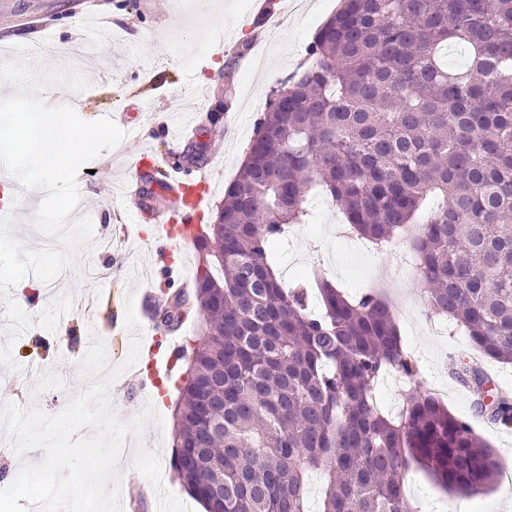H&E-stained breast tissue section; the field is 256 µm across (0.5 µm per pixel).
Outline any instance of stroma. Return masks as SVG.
<instances>
[{"label": "stroma", "mask_w": 512, "mask_h": 512, "mask_svg": "<svg viewBox=\"0 0 512 512\" xmlns=\"http://www.w3.org/2000/svg\"><path fill=\"white\" fill-rule=\"evenodd\" d=\"M280 18L269 29L255 0H0V61L25 59L45 65L78 69L88 82L79 92L86 121L104 112L127 133L111 151V167L88 174L80 170V194L103 198L108 185L122 182L141 188L143 179L133 166L141 148L166 160L165 173L193 174L190 164L174 166L173 155L184 154L189 139L174 142L173 134L196 116L208 126L209 114L223 105L228 128L207 137V170L221 171L231 183L244 159L267 102L271 86L284 80L308 60V48L322 24L339 7V0H270ZM150 122H142L143 111ZM140 137H131V128ZM122 195L112 197V210L94 220V234L106 235L111 250L96 246L78 250L75 264L44 289L40 298L22 302L30 321L27 332L11 334L7 298L0 295V337L8 353L0 357V407L13 404L37 408L46 415L61 413L90 384L82 360L94 341H101L113 366L126 362L131 334L124 326L126 307L142 311L148 300L132 276L134 269L154 266L152 288H181L180 264L173 248L157 256L137 250L135 232H149L156 215L127 221ZM313 220L294 232L289 242L273 244L272 255L286 283L303 280L313 266H321L336 287L348 294L373 287L378 269L403 264L404 246L391 252L357 254L354 240L337 232L344 217L328 199L316 197ZM112 269V283L99 309L76 307L67 320L57 311L67 296H83L97 285L88 278V264ZM418 275L387 285L395 301L404 345L418 362L419 374L446 388V404L468 421L498 455L503 469L512 470V427L491 423L481 414L470 378L457 360L470 346L463 331L442 328L433 318ZM182 375L173 370L172 387L155 397L152 387L122 372L109 388L112 411L122 422L132 421L146 405H153L162 423H148L138 447L124 449L117 473L120 498L127 512H203L202 505L176 479L172 469L171 435L175 386ZM406 493L423 512H446L453 494L423 471H412Z\"/></svg>", "instance_id": "obj_1"}]
</instances>
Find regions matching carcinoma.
Masks as SVG:
<instances>
[{"label":"carcinoma","instance_id":"carcinoma-1","mask_svg":"<svg viewBox=\"0 0 512 512\" xmlns=\"http://www.w3.org/2000/svg\"><path fill=\"white\" fill-rule=\"evenodd\" d=\"M309 59L260 120L224 223L197 235L195 302L156 313L166 332L203 315L178 356L174 471L206 512H308L311 473L319 512H421L410 470L474 494L500 463L420 385L384 294L349 297L320 270L290 287L269 246L324 193L358 237L407 243L432 313L512 365V0H341ZM390 372L406 381L395 412L376 397ZM479 406L512 426L511 397Z\"/></svg>","mask_w":512,"mask_h":512}]
</instances>
